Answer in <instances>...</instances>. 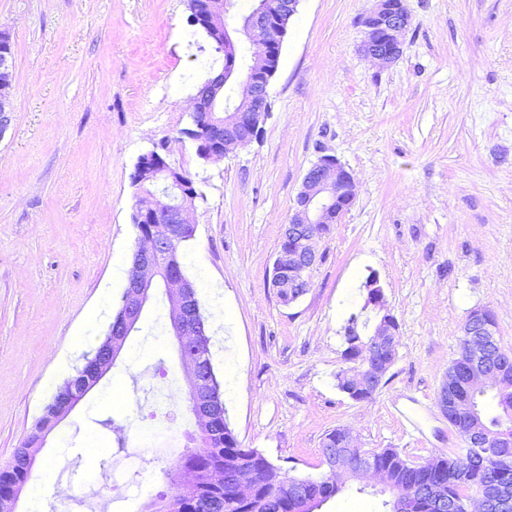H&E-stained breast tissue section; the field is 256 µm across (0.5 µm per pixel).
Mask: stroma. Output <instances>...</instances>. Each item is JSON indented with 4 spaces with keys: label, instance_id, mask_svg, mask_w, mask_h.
<instances>
[{
    "label": "stroma",
    "instance_id": "obj_1",
    "mask_svg": "<svg viewBox=\"0 0 512 512\" xmlns=\"http://www.w3.org/2000/svg\"><path fill=\"white\" fill-rule=\"evenodd\" d=\"M373 4L302 0L260 137L204 166L180 138L205 75L186 0H0L15 54L0 138V470L113 319L137 242L130 174L161 141L202 195L181 252L242 446L295 477L323 472L321 443L336 428L415 464L462 452L436 395L468 314L491 309L512 349V0H404L411 26L389 65L359 50ZM324 153L352 173L356 196L288 305L269 272ZM372 272L398 323L397 355L357 402L335 375ZM410 408L422 438L398 422ZM196 431L158 289L112 370L39 448L54 489L38 504L21 493L17 512H141L169 493L162 471ZM106 470L120 473L119 493L103 488ZM385 499L351 481L318 512H384Z\"/></svg>",
    "mask_w": 512,
    "mask_h": 512
}]
</instances>
